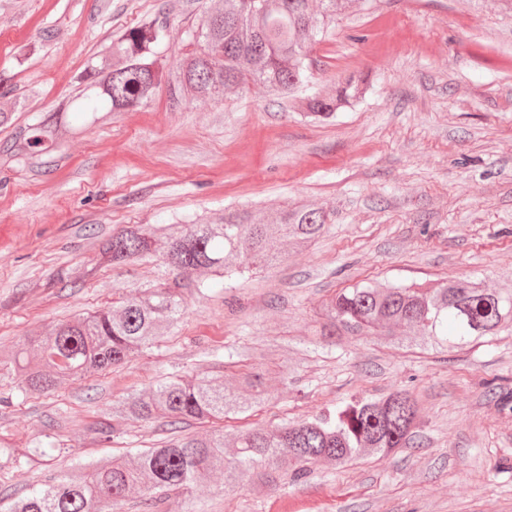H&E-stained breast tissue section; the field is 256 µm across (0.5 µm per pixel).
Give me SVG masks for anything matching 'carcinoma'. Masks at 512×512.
<instances>
[{
	"instance_id": "cac0c4a2",
	"label": "carcinoma",
	"mask_w": 512,
	"mask_h": 512,
	"mask_svg": "<svg viewBox=\"0 0 512 512\" xmlns=\"http://www.w3.org/2000/svg\"><path fill=\"white\" fill-rule=\"evenodd\" d=\"M344 0H216L200 22L185 32L188 59L178 70L166 67L160 46L168 36L164 18H153L112 41L111 54L87 66L72 98L55 111L122 112L142 104L164 85L179 105L185 92L197 98L222 97L229 90L260 85L272 94H292L313 77L307 48L336 24ZM364 87L353 74L336 95L304 99L306 117L332 118L354 106ZM71 133L60 118L28 130L14 141L34 154L44 139L63 141ZM328 215L307 204L283 208L267 220L260 212L224 211L191 224H134L99 242L97 267L115 268L155 253L164 241L162 266L185 278L173 283L133 280L112 307L58 323L13 349L0 351V371L20 377L27 397H46L64 380L96 377L139 356L184 316V294L203 296L216 278L231 280L275 261L283 241L301 248L320 236ZM330 336L375 337L400 347L462 349L512 325V291L497 292L468 279L436 285H356L327 299L320 310ZM285 347L270 343L236 353L245 360L281 359ZM268 401L264 374L253 367L224 381V358L188 375L172 374L112 401L92 429L100 443L120 436L116 425L151 421L163 434L134 455L112 456L45 475L14 498L6 512H123L141 499L143 512H177L171 495L209 482L228 495L243 475L263 468L294 482L317 466L343 468L370 454L407 448L420 425V404L408 390L381 397L353 396L310 420L239 430L226 439L224 421ZM203 431H197V428Z\"/></svg>"
}]
</instances>
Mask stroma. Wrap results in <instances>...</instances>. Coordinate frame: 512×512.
Instances as JSON below:
<instances>
[{"mask_svg":"<svg viewBox=\"0 0 512 512\" xmlns=\"http://www.w3.org/2000/svg\"><path fill=\"white\" fill-rule=\"evenodd\" d=\"M211 0H0V74L25 99L0 125V350L75 314L110 307L129 281L167 280L143 260L96 269V238L132 224H188L227 207L275 210L304 202L326 212L325 232L273 266L214 283L185 300L173 336L107 375L23 398L0 371V446L20 465L0 470V499L29 491L77 461L137 453L160 433L130 421L103 446L90 434L112 399L210 352L288 344L290 374L271 365L269 402L235 428L299 421L354 394L410 388L421 425L409 448L301 483L246 474L226 495L190 490L187 512H512V328L493 341L433 354L361 340L314 344L318 311L360 282L435 284L469 278L512 290V10L504 0H375L351 7L312 44L308 93L333 94L339 77H368L357 105L319 123L298 95L260 86L172 108L166 88L98 120L69 114L71 138L42 154L11 151L19 132L52 119L112 39L167 18L168 66ZM30 54L19 57L20 46ZM89 270L84 287L60 281ZM65 452L36 454L46 435Z\"/></svg>","mask_w":512,"mask_h":512,"instance_id":"1","label":"stroma"}]
</instances>
